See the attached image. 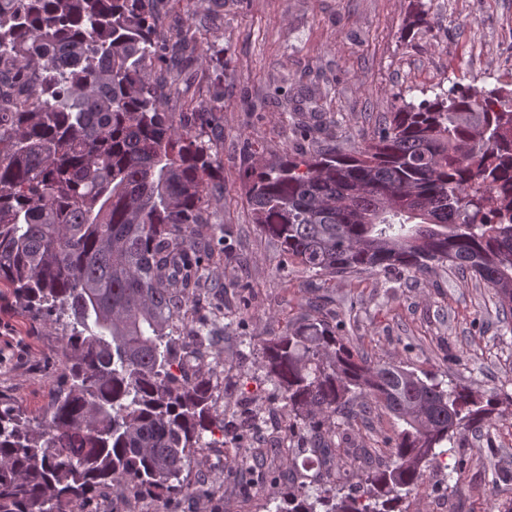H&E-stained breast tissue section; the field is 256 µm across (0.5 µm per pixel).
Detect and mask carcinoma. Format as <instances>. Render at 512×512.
<instances>
[{
	"label": "carcinoma",
	"mask_w": 512,
	"mask_h": 512,
	"mask_svg": "<svg viewBox=\"0 0 512 512\" xmlns=\"http://www.w3.org/2000/svg\"><path fill=\"white\" fill-rule=\"evenodd\" d=\"M158 0H0V284L67 318L64 370L40 418L0 395V512H92L107 489L163 500L210 496L192 464L255 419L215 411L199 363L225 318L207 268L230 260L205 203L217 144L178 132L152 76ZM428 24L413 0L406 30ZM254 223L310 282L424 275L448 264L492 288L512 317V88L452 85L403 102L365 145L322 148L250 171ZM328 301L262 345L288 441L321 469L315 492L275 512H402L427 467L463 447L512 395L474 396L352 350ZM402 428L390 461L355 444L368 415Z\"/></svg>",
	"instance_id": "obj_1"
}]
</instances>
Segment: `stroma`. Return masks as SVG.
<instances>
[{
    "mask_svg": "<svg viewBox=\"0 0 512 512\" xmlns=\"http://www.w3.org/2000/svg\"><path fill=\"white\" fill-rule=\"evenodd\" d=\"M428 27L406 32L412 0H162L164 27H190L202 48L185 65L179 91L161 102L184 116L202 140L218 143V194L209 205L231 230L225 245L248 264L210 272L235 313L234 286L252 283L255 297L241 323L231 324L217 345L223 376L216 396L230 384L242 406H268L271 385L259 370L253 336L270 337L294 321L301 286L300 266L283 265L277 242L252 221L246 202L248 167H262L295 150L294 112L304 85L316 83L324 114L321 141L350 148L371 138L387 113L403 102H419L452 84L512 85V0H423ZM223 53V70L211 57ZM208 109L210 125L190 120V108ZM290 281L283 291L282 281ZM333 312L350 343H363L374 358L404 361L438 378L460 379L476 393L512 394V325L498 316L496 298L482 281L449 266L392 285L382 274L356 285L328 282ZM61 325L27 311L11 289L0 288V392L29 416H42L61 379L65 348ZM455 473L462 495L455 512L470 506L500 512L512 503V406L502 405L489 426L468 435ZM305 453L269 451L280 488L310 485L314 469ZM220 494L171 496L165 500L100 496L94 512H266V493L245 487L241 456L230 448L206 451L199 464Z\"/></svg>",
    "mask_w": 512,
    "mask_h": 512,
    "instance_id": "1",
    "label": "stroma"
}]
</instances>
